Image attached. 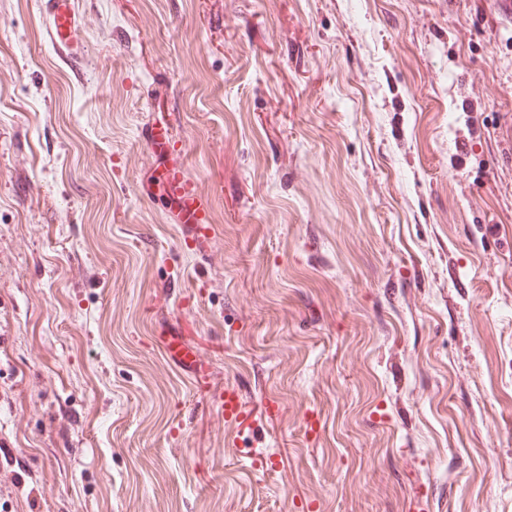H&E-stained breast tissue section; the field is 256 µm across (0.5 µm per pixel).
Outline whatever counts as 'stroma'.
I'll use <instances>...</instances> for the list:
<instances>
[{"label": "stroma", "instance_id": "stroma-1", "mask_svg": "<svg viewBox=\"0 0 512 512\" xmlns=\"http://www.w3.org/2000/svg\"><path fill=\"white\" fill-rule=\"evenodd\" d=\"M75 7L0 0V512H512V12ZM41 6L49 18V37L55 49L66 56L75 55L81 27L73 0H42ZM142 137L144 143L153 150H162L163 148L169 150L171 148L168 128L161 122H154L145 127ZM154 180L162 195L171 200L177 208L178 224H183L186 235L181 241L184 249L193 250L208 238L212 230L210 216L195 182L178 167L160 169Z\"/></svg>", "mask_w": 512, "mask_h": 512}]
</instances>
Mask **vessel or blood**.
I'll return each mask as SVG.
<instances>
[{
    "instance_id": "1",
    "label": "vessel or blood",
    "mask_w": 512,
    "mask_h": 512,
    "mask_svg": "<svg viewBox=\"0 0 512 512\" xmlns=\"http://www.w3.org/2000/svg\"><path fill=\"white\" fill-rule=\"evenodd\" d=\"M41 6L49 18V37L55 49L67 56L74 55L79 45L81 27L74 0H41ZM142 137L144 143L155 150L171 146L168 128L161 123L155 122L145 127ZM155 180L163 195L175 204L177 221L186 230L182 247L195 249L212 230L209 211L195 182L178 167L160 169Z\"/></svg>"
}]
</instances>
